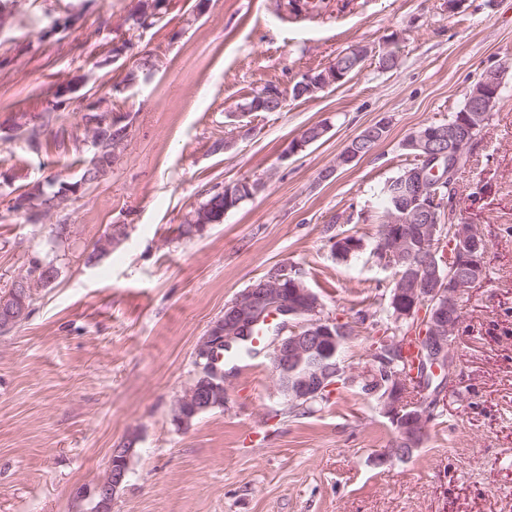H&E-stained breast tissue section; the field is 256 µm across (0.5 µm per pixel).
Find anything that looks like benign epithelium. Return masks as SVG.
I'll return each mask as SVG.
<instances>
[{
	"instance_id": "7a95c632",
	"label": "benign epithelium",
	"mask_w": 512,
	"mask_h": 512,
	"mask_svg": "<svg viewBox=\"0 0 512 512\" xmlns=\"http://www.w3.org/2000/svg\"><path fill=\"white\" fill-rule=\"evenodd\" d=\"M344 80L341 67L331 63L321 69L304 73L297 90L302 96L316 97ZM503 84V73L489 69L483 73L477 87L469 95V103L455 122L447 127L422 126L410 132L402 148L418 156L420 164L401 176L405 203L389 215V224L381 228V236L373 251L376 261L397 270L396 286L390 294V305L399 319L409 320L413 312L424 313L427 328L423 329L422 351L433 361V371H449L453 367L450 348L456 338L462 318V299L483 281L481 268L486 260L489 243L475 224L462 221L452 225L446 233L440 224V210L444 196L439 187L445 181H454L456 169L464 151L482 129L483 117L497 104ZM105 122L121 136L112 141V159L124 145L132 127L130 115L123 112L105 113ZM388 122L380 120L351 139L336 156V164L326 169L321 178L328 179L336 168L350 165L362 157L360 147L387 131ZM328 126L322 124L317 133L303 130L288 148L293 156L322 139ZM16 212L23 214L31 224L49 219V214L30 207L27 197L19 193L11 198ZM448 258L458 272L443 278L438 275V257ZM29 285L25 278L15 277L7 294L0 297V333L6 334L23 322L30 313ZM320 297L308 288L292 270H284L279 279L263 278L240 291L224 308V316L210 328L196 348L197 378L175 403V410L191 416L224 405L226 388L224 372L214 363V353L232 341L246 336L265 316L280 314L287 318L285 328L277 336L271 354L274 374L287 376L279 389L288 405L305 407L322 394L334 390V379L341 376L352 385H369L386 379L368 393L377 400L382 413L393 425L391 447L376 453L373 464L386 466L394 461H405L419 448L426 437L429 423L427 401L410 398L420 384L410 386L405 374L397 369L405 356L398 335L382 339V348L368 354L369 366L360 371L345 366L340 348L348 337L342 335L345 321L323 315ZM336 356L329 369L320 368V356ZM135 454L133 448H115L112 452V472L108 480L86 491H77L78 497L90 492L98 499L99 512H112V504L130 471Z\"/></svg>"
}]
</instances>
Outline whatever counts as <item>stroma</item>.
Returning <instances> with one entry per match:
<instances>
[{
	"instance_id": "obj_1",
	"label": "stroma",
	"mask_w": 512,
	"mask_h": 512,
	"mask_svg": "<svg viewBox=\"0 0 512 512\" xmlns=\"http://www.w3.org/2000/svg\"><path fill=\"white\" fill-rule=\"evenodd\" d=\"M136 0H18L0 21V291L31 257L50 250V224L9 212L29 182L80 178L90 155L73 143L80 114L63 118L65 140L28 151L12 128L73 75L84 91L132 116L108 174L61 211L73 239L58 276L34 294L30 317L0 336V512H84L75 488L106 476L112 450L139 433L112 512H512V0H325L320 15L280 19L274 0H179L155 25L134 29ZM129 41L109 63L112 31ZM374 53L345 84L276 112L237 117L264 85H289L343 49ZM392 46L396 69L379 67ZM158 70L120 87L121 66L145 55ZM505 68L500 99L467 150L448 203L452 222L480 225L488 275L463 302L441 416L408 460L377 467L392 428L374 399L355 390L300 416L276 388L268 354L230 364L223 407L189 427L174 402L195 376V351L224 307L271 267L300 273L324 313L349 320L346 365L362 368L388 315L394 272L377 265L378 200L386 179L413 166L403 139L459 111L490 68ZM387 120L371 154L335 167L365 127ZM327 134L296 155L304 128ZM226 149L214 151L215 141ZM335 174L320 175L328 167ZM258 183L255 194L204 235L177 227L213 187ZM127 239L86 262L109 225ZM361 238L341 260L329 236Z\"/></svg>"
}]
</instances>
